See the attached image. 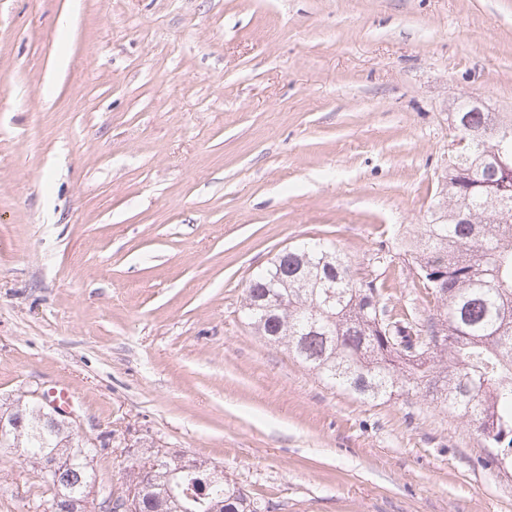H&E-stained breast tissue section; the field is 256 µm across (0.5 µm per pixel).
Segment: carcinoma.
I'll return each mask as SVG.
<instances>
[{"label": "carcinoma", "instance_id": "cac0c4a2", "mask_svg": "<svg viewBox=\"0 0 512 512\" xmlns=\"http://www.w3.org/2000/svg\"><path fill=\"white\" fill-rule=\"evenodd\" d=\"M467 106L453 113L466 145L448 158V205L419 225L409 249L435 312L390 307L378 278L356 277L340 250L321 243L279 253L250 280L244 309L267 342L287 347L341 391L375 402L401 390L458 412L491 448L486 463L499 467L512 463V190L491 180L512 166V118ZM276 296L284 304L271 316ZM57 444L55 432L39 427L21 441L38 452ZM72 453L89 482L93 449ZM147 463L151 471L138 474L140 512H258L227 478L206 498L172 497L173 458L156 451Z\"/></svg>", "mask_w": 512, "mask_h": 512}]
</instances>
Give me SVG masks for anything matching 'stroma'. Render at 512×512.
Instances as JSON below:
<instances>
[{"instance_id": "obj_1", "label": "stroma", "mask_w": 512, "mask_h": 512, "mask_svg": "<svg viewBox=\"0 0 512 512\" xmlns=\"http://www.w3.org/2000/svg\"><path fill=\"white\" fill-rule=\"evenodd\" d=\"M473 98L512 113V0H0V404L68 387L98 502L157 448L261 512H512L465 419L340 392L242 309L313 238L428 313L403 245ZM50 496L0 448V512Z\"/></svg>"}]
</instances>
